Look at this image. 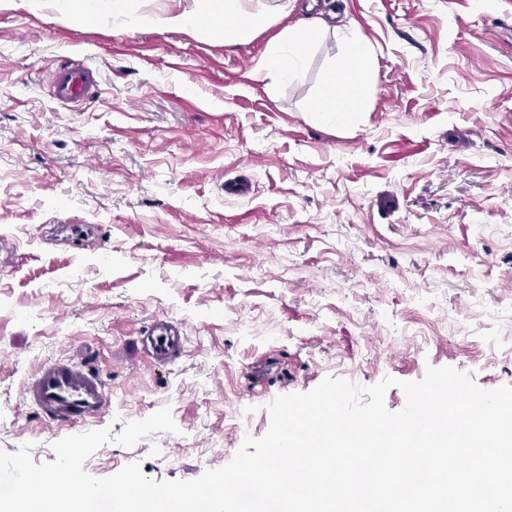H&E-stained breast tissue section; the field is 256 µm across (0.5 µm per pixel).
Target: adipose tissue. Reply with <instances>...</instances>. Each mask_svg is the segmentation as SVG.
I'll use <instances>...</instances> for the list:
<instances>
[{
  "label": "adipose tissue",
  "instance_id": "ef3b65f1",
  "mask_svg": "<svg viewBox=\"0 0 512 512\" xmlns=\"http://www.w3.org/2000/svg\"><path fill=\"white\" fill-rule=\"evenodd\" d=\"M197 12H185L161 18L165 28L194 31L210 26L222 31L225 42H237L244 34L268 25L272 16L253 7V0H199ZM328 30L322 16L312 15L289 22L283 30L272 54L260 59L252 76L261 80L269 73L287 78L295 73L309 48ZM346 64L340 76L329 77L314 110L325 124L343 125L353 109L362 84V65L369 56L367 40L356 38L348 41Z\"/></svg>",
  "mask_w": 512,
  "mask_h": 512
}]
</instances>
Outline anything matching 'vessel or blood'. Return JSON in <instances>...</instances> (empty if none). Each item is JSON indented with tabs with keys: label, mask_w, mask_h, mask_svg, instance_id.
Instances as JSON below:
<instances>
[{
	"label": "vessel or blood",
	"mask_w": 512,
	"mask_h": 512,
	"mask_svg": "<svg viewBox=\"0 0 512 512\" xmlns=\"http://www.w3.org/2000/svg\"><path fill=\"white\" fill-rule=\"evenodd\" d=\"M94 75L87 69L62 68L53 80L56 100L77 102L89 96ZM146 341L160 361L176 359L183 338L175 324L159 321L147 331ZM26 401L50 423L65 424L102 415L109 396L96 368L70 357L59 358L41 368L25 392Z\"/></svg>",
	"instance_id": "b4317fda"
}]
</instances>
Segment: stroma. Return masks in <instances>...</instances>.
<instances>
[{
	"label": "stroma",
	"mask_w": 512,
	"mask_h": 512,
	"mask_svg": "<svg viewBox=\"0 0 512 512\" xmlns=\"http://www.w3.org/2000/svg\"><path fill=\"white\" fill-rule=\"evenodd\" d=\"M194 0H132L72 26L56 0H0V450L170 408L176 432L85 462L191 480L269 428L276 396L451 366L512 384V0H296L333 34L291 80L252 78L282 20L225 44L166 29ZM289 19V20H290ZM372 47L359 106L314 112L347 38ZM93 69L75 106L52 74ZM92 228L100 249L60 228ZM184 349L157 361L153 322ZM91 359L99 418L41 421L22 400L45 364Z\"/></svg>",
	"instance_id": "stroma-1"
}]
</instances>
